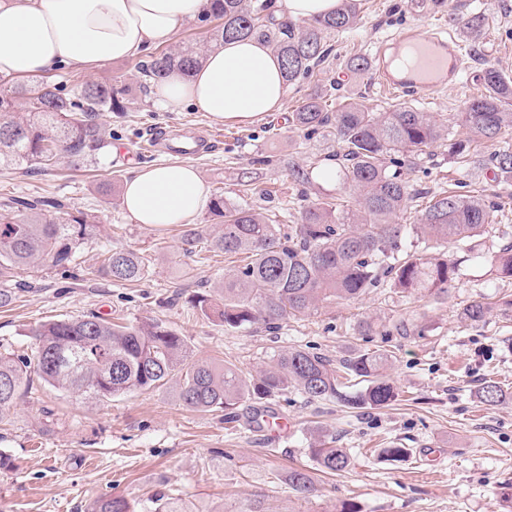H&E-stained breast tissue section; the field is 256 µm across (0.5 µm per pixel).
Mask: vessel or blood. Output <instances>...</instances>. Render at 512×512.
<instances>
[{"label":"vessel or blood","mask_w":512,"mask_h":512,"mask_svg":"<svg viewBox=\"0 0 512 512\" xmlns=\"http://www.w3.org/2000/svg\"><path fill=\"white\" fill-rule=\"evenodd\" d=\"M463 54L455 38L415 27L383 44L377 55V76L385 91L423 98L455 82Z\"/></svg>","instance_id":"1"}]
</instances>
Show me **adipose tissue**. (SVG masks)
I'll return each instance as SVG.
<instances>
[{"mask_svg":"<svg viewBox=\"0 0 512 512\" xmlns=\"http://www.w3.org/2000/svg\"><path fill=\"white\" fill-rule=\"evenodd\" d=\"M210 0H0V75L35 78L58 67L87 72L169 43ZM288 86L276 55L256 39L210 51L192 78L171 72L159 104H193L216 121L241 125L278 111ZM122 202L134 223L181 224L208 204L196 168L166 163L127 180Z\"/></svg>","mask_w":512,"mask_h":512,"instance_id":"adipose-tissue-1","label":"adipose tissue"}]
</instances>
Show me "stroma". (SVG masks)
<instances>
[{"mask_svg": "<svg viewBox=\"0 0 512 512\" xmlns=\"http://www.w3.org/2000/svg\"><path fill=\"white\" fill-rule=\"evenodd\" d=\"M456 8L416 13L412 0H360L356 30L333 36L330 74L339 95H352L384 112L401 104L383 91L373 72L360 76L344 65L356 55L375 56L400 32L415 26L444 28L460 37L465 69L456 81L419 100L452 134H460L457 115L484 94L482 70L492 66L512 76V0H457ZM484 17L477 40L464 38L460 19ZM139 60L110 63L85 72L61 68L48 80L74 89L118 75L128 86L139 80ZM317 79L289 86L281 111L250 125L212 120L191 105L167 112L156 91L138 96L127 112H104L112 129L106 164L75 167L61 160L55 170L0 169V201L48 196L70 210L96 218L77 253L71 278L42 266L22 272L10 286L16 298L0 308V353L33 355L36 326L53 320L97 314L116 322L157 320L185 340L192 359L231 363L244 370L260 367L279 350L291 347L320 353L334 361L355 352L384 350L392 356L388 371L399 396L388 407L350 409L333 401H310L290 392L266 402V409L287 417L282 432L258 426L251 405L238 408L236 422L196 412L179 400L175 384L106 399L83 400L59 392L31 376L29 386L0 424V453L13 466L0 470V512H87L96 498L122 496L137 512H147L158 490L201 508L202 512H335L341 503L360 512H504L503 494L512 487V277L491 270L490 258L512 242V179L497 175L489 163L495 153L512 149V130L472 147L476 161L460 168L440 143L411 158L404 169L416 194L401 223H414L427 203L442 192L482 197L497 209L475 249L453 246L458 262L455 288L447 299L409 296L380 288L355 302L326 306L317 315L291 318L278 331L254 325L234 332L200 316L189 299L212 292L237 260L196 243L185 251L180 228L133 223L120 196L104 197L98 186L129 179L138 169L162 163L145 152L149 134L192 128L212 137L215 148L190 158L209 191L268 214L300 220L306 201L330 195L351 200V189L333 184L302 186L288 175L290 164L310 166L337 150L335 137L289 127L287 117L304 98L322 92ZM251 176L252 186L241 185ZM131 249L143 257L141 281L119 283L98 270L100 253ZM487 303L485 322L461 319L472 301ZM370 317L377 336H360L357 322ZM509 393L495 406L478 393L487 381ZM335 437L349 449L351 467L317 473V491L299 497L288 485V468H312L310 448L321 436ZM408 448L400 461L384 458L392 444Z\"/></svg>", "mask_w": 512, "mask_h": 512, "instance_id": "stroma-1", "label": "stroma"}]
</instances>
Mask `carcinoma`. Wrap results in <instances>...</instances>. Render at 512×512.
<instances>
[{
  "label": "carcinoma",
  "mask_w": 512,
  "mask_h": 512,
  "mask_svg": "<svg viewBox=\"0 0 512 512\" xmlns=\"http://www.w3.org/2000/svg\"><path fill=\"white\" fill-rule=\"evenodd\" d=\"M276 0H212V40L256 37L280 59L287 84L318 77L330 85L325 63L332 54L330 38L355 29L358 0H340L336 12L302 27L280 20ZM207 50L197 43H181L150 56L139 67L143 89L160 84L173 70L189 77L201 67ZM488 92L472 99L460 112L463 132L449 137L433 117L409 105L375 112L358 100L345 98L334 111L313 93L288 116V124L308 132L331 129L339 151L331 155L336 180L353 190L344 205L317 199L304 207L300 223L281 225L256 210L234 204L218 192L209 214L216 219L210 245L228 256H243L244 264L226 274L218 296L198 295V313L238 330L261 324L269 331L291 317L318 313L326 304L361 299L388 284L399 293L446 296L457 278V263L448 245H469L484 233L494 206L481 198L450 192L438 197L415 224H397L413 195L403 168L407 158L435 144L448 142V156L470 164L471 146L492 141L512 129V78L495 68L483 73ZM133 99L121 77L89 82L77 90L55 83L26 88L14 78L0 77V168L47 171L66 157L76 165H95L112 144L111 131L98 121L101 112H126ZM500 175L512 178V151L491 157ZM289 176L310 185L315 168L288 167ZM94 217L64 210L51 198L16 199L0 210V307L15 294L4 284L23 271L48 265L67 268L88 237ZM424 243L422 251L404 249L408 237ZM496 275L512 277V245L491 256ZM99 269L118 282H137L145 275L138 253L113 248L102 254ZM491 308L473 301L460 312L470 323L485 320ZM38 341L34 360L0 356V418L16 402L36 373L50 386L87 399H110L153 390L175 382L180 401L204 413L236 419L245 402L260 404L295 390L309 400H335L352 409L386 407L396 401L397 389L387 378L391 355L383 351L355 354L336 365L324 356L301 348L275 353L271 362L245 372L232 364L192 359L184 339L161 322L115 323L99 315L62 319L33 330ZM354 378L363 389L348 393L344 381ZM481 398L490 405L506 399L502 386L484 383ZM322 473L346 471L352 464L348 449L320 439L311 448ZM288 486L306 497L314 492L312 472L293 468ZM148 512H200L155 493ZM90 512H135L121 496L100 497Z\"/></svg>",
  "instance_id": "obj_1"
}]
</instances>
